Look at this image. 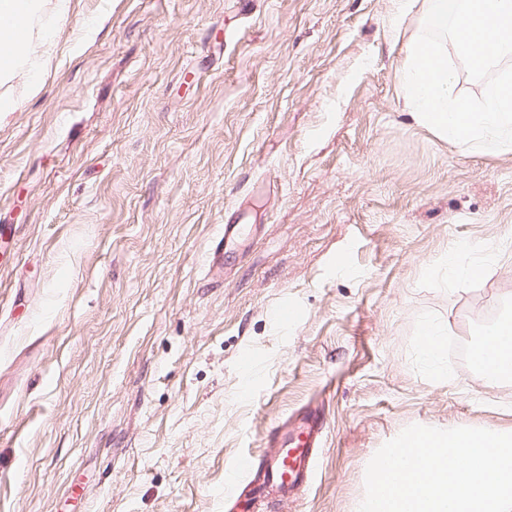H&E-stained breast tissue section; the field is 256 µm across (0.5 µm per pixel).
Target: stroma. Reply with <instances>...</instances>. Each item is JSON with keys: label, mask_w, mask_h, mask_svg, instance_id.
<instances>
[{"label": "stroma", "mask_w": 512, "mask_h": 512, "mask_svg": "<svg viewBox=\"0 0 512 512\" xmlns=\"http://www.w3.org/2000/svg\"><path fill=\"white\" fill-rule=\"evenodd\" d=\"M397 10L53 16L48 63L15 80L36 91L0 112V512H225L226 465L307 407L317 479L266 512H355L412 424L512 431V380L458 352L512 310V153L412 119L399 70L424 9ZM470 253L484 275L446 281ZM427 319L448 332L441 381Z\"/></svg>", "instance_id": "stroma-1"}]
</instances>
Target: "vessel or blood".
Masks as SVG:
<instances>
[{
  "label": "vessel or blood",
  "instance_id": "b4317fda",
  "mask_svg": "<svg viewBox=\"0 0 512 512\" xmlns=\"http://www.w3.org/2000/svg\"><path fill=\"white\" fill-rule=\"evenodd\" d=\"M323 435V422L314 411L303 415L293 428L278 427L270 437L271 454L243 453L227 466L225 500H232L244 489L260 506L272 492L287 501L307 491L317 477Z\"/></svg>",
  "mask_w": 512,
  "mask_h": 512
}]
</instances>
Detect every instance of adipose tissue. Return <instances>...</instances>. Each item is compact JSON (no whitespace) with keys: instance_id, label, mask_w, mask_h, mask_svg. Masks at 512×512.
Returning a JSON list of instances; mask_svg holds the SVG:
<instances>
[{"instance_id":"adipose-tissue-1","label":"adipose tissue","mask_w":512,"mask_h":512,"mask_svg":"<svg viewBox=\"0 0 512 512\" xmlns=\"http://www.w3.org/2000/svg\"><path fill=\"white\" fill-rule=\"evenodd\" d=\"M42 10L43 0H0V88H12L18 69L36 66L48 36Z\"/></svg>"}]
</instances>
